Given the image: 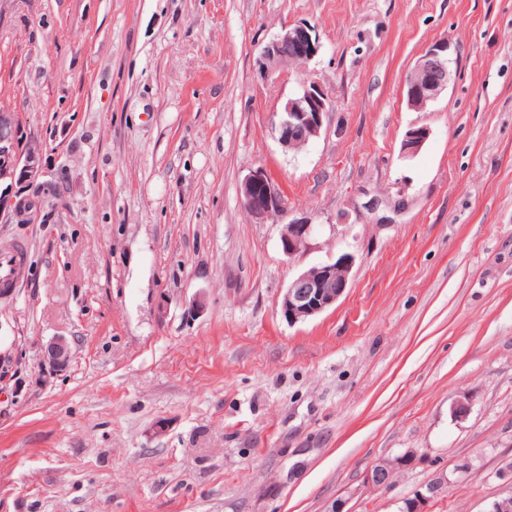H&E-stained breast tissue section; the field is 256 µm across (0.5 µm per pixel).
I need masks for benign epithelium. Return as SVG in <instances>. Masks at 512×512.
<instances>
[{"instance_id": "1", "label": "benign epithelium", "mask_w": 512, "mask_h": 512, "mask_svg": "<svg viewBox=\"0 0 512 512\" xmlns=\"http://www.w3.org/2000/svg\"><path fill=\"white\" fill-rule=\"evenodd\" d=\"M448 43L437 42L419 56L403 87L402 98L409 109L420 112L448 89L451 73L445 55ZM321 50L319 35L308 23L288 24L262 48L258 67L266 78L281 75L291 65L304 66L314 60ZM331 111V101L319 82L303 79L300 90L282 101L273 114L272 131L282 148L297 151L318 138L324 130L325 119ZM429 137L425 127L409 129L402 142V153L414 156ZM39 149L28 139L24 125L16 112L0 107V183L24 181L43 189L40 181L42 169L38 164ZM242 204L256 224L276 218L281 221V249L293 258L309 245L313 224L303 218L290 217L284 196L264 169L250 173L240 185ZM38 201L24 199L10 205V216L18 224L34 221ZM360 214L369 216L375 224H395L406 210L405 199L385 203L372 196L355 205ZM354 259L340 255L335 262L313 266L294 278L281 300V313L291 324L307 320L336 305L351 282ZM72 347L65 336L53 337L45 346L44 358L56 370L66 367L71 359ZM414 460L408 452L395 460L381 459L366 473V484L375 488L390 484L392 473ZM446 480L438 479L417 488L412 497L403 502L400 512H429V505L443 491Z\"/></svg>"}]
</instances>
